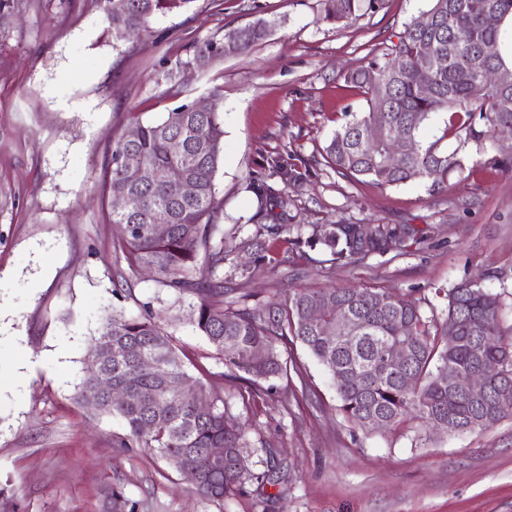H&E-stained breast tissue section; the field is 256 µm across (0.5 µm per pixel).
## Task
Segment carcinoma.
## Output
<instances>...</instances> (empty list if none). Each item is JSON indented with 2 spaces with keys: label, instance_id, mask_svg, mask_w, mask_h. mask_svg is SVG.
<instances>
[{
  "label": "carcinoma",
  "instance_id": "1",
  "mask_svg": "<svg viewBox=\"0 0 512 512\" xmlns=\"http://www.w3.org/2000/svg\"><path fill=\"white\" fill-rule=\"evenodd\" d=\"M107 29L115 40L137 36L152 21L184 9L193 0H102ZM324 20L343 22L375 8L377 0H322ZM500 20L512 15V0H431L430 8L407 24L393 52L399 62L375 60L349 76V82L366 95L368 110L348 114L324 148L336 171L363 177L379 186H397L428 180L432 186L462 174L465 165L458 152L442 153L437 143L426 147L420 134L430 116L446 114L445 135L459 140V147L473 143L495 155L488 162L512 172V149L496 144L497 130L512 125V85L500 87L485 81L486 70L505 68L502 55L489 63L481 56L487 42L503 44V26L485 25L486 16ZM262 23L232 29L221 39L194 41L186 57L167 71L177 77L185 66L204 69L228 56L243 55L267 36ZM216 108L196 112L192 103H181L157 119L137 122L134 142L119 137L110 154L109 194H128L138 200L137 211L111 213L112 223L128 232L119 241L129 269H154V281L176 294L196 299L191 314L195 328L224 363L268 381L287 372L279 345L299 341L324 366L336 387L340 409L363 430L390 428L412 414L426 426L448 433L488 429L512 417V336L504 335L501 302L479 282L464 281L448 293L442 317L424 316L416 302L373 288H298L274 301L247 305L252 293L224 287V229L218 224L215 173L224 152L222 101L213 92ZM379 139L368 137V130ZM134 162L142 176L129 174ZM179 169L195 188L185 197L178 186L150 179L151 172ZM168 214L169 230L158 237L152 231L154 215ZM414 229L406 224L371 226L338 221L323 224L308 237L296 233L292 251L307 258L317 248L329 262L343 266L375 252L403 249ZM206 264L198 266L199 255ZM339 305L348 314L347 325L328 337L311 313H326ZM140 316L121 310L106 315L92 349H100L98 370L112 385L133 392L137 399L111 403L99 393L97 376H85L78 399L96 394L101 415L121 417L127 428L125 448L156 450L161 457H178L179 475L200 496L222 500L248 482L273 483L274 454L268 452L266 469L254 472L239 466L243 425L226 410L224 398L214 394L188 373L173 336L161 327L150 306ZM458 338L448 347V333ZM112 349H107V344ZM405 346L407 361L389 362V349ZM146 362L153 369L143 371ZM488 373L487 395L470 400L463 382L474 372ZM416 378L411 390L402 386L406 374ZM207 398L212 406L196 407ZM151 423L153 428L145 425ZM208 448L224 449V458L213 461Z\"/></svg>",
  "mask_w": 512,
  "mask_h": 512
}]
</instances>
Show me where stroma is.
I'll use <instances>...</instances> for the list:
<instances>
[{
    "label": "stroma",
    "instance_id": "stroma-1",
    "mask_svg": "<svg viewBox=\"0 0 512 512\" xmlns=\"http://www.w3.org/2000/svg\"><path fill=\"white\" fill-rule=\"evenodd\" d=\"M430 0H380L333 24L321 0H193L148 32L113 40L99 0H0V507L7 512H512V418L451 434L407 418L378 431L351 424L330 375L297 342L287 375L259 391L225 365L190 321L195 299L130 271L103 194L112 143L135 119L182 102L224 98V155L215 176L224 227V282L256 252L275 269L249 285L258 302L289 288H381L418 300L425 315L445 291L481 280L512 328V175L476 165L439 187H380L336 172L323 152L346 113L367 107L347 76L387 60ZM258 21L268 35L247 54L189 76L165 73L195 40ZM304 168L298 183L272 161ZM267 177L275 205L259 206ZM408 224L401 255L335 266L316 250L283 265L288 233L273 224ZM159 313L187 371L223 395L244 423L246 464L274 455L277 484L201 498L150 448L121 445L128 429L77 399L92 340L112 309Z\"/></svg>",
    "mask_w": 512,
    "mask_h": 512
}]
</instances>
